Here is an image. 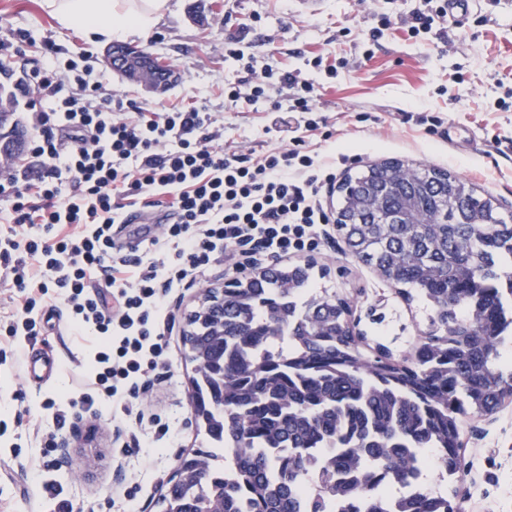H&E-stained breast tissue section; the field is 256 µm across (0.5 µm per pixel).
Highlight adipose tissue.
Segmentation results:
<instances>
[{
  "label": "adipose tissue",
  "instance_id": "obj_1",
  "mask_svg": "<svg viewBox=\"0 0 512 512\" xmlns=\"http://www.w3.org/2000/svg\"><path fill=\"white\" fill-rule=\"evenodd\" d=\"M42 6L62 27L109 43L153 29L169 12L170 0H42Z\"/></svg>",
  "mask_w": 512,
  "mask_h": 512
}]
</instances>
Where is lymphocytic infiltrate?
Here are the masks:
<instances>
[{
  "label": "lymphocytic infiltrate",
  "mask_w": 512,
  "mask_h": 512,
  "mask_svg": "<svg viewBox=\"0 0 512 512\" xmlns=\"http://www.w3.org/2000/svg\"><path fill=\"white\" fill-rule=\"evenodd\" d=\"M446 17L442 0H419L409 32L441 38ZM90 59L86 51L63 66L45 45L41 65L18 82L30 96V162L0 176L5 221L25 231L23 242L0 243V267L23 297L6 335L38 340L52 294L66 303L73 329L99 340L89 388L53 414L59 430L72 407L128 410L139 381L165 355L167 289L199 284L219 254L237 259L240 246L278 257L313 252L319 227L330 221L318 187L335 177L299 138L257 157L224 149V125L203 105L143 109L128 120L93 78ZM272 83L287 90L291 111L306 114L308 131L320 130L314 85L302 70L266 65L249 93L230 86L224 94L255 102ZM132 208L172 216L157 226L144 256L115 240L116 224Z\"/></svg>",
  "instance_id": "lymphocytic-infiltrate-1"
}]
</instances>
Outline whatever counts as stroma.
Here are the masks:
<instances>
[{"label":"stroma","instance_id":"obj_1","mask_svg":"<svg viewBox=\"0 0 512 512\" xmlns=\"http://www.w3.org/2000/svg\"><path fill=\"white\" fill-rule=\"evenodd\" d=\"M194 2L171 0L169 13L149 33L127 39L176 64L177 82L156 96L108 71L102 46L60 26L42 0H0V42L14 41L21 30L29 35L23 57L0 65V83L16 89L22 70L39 62L44 42H54L63 60L87 47L95 72L104 73L105 88L122 101L129 119L142 108L206 104L224 120L227 149L260 153L288 147L298 136L311 155L335 165L337 182L375 162L425 164L467 180L512 210V151L502 149L512 142V107H497L512 87V0H478L465 28L431 40L408 32L418 0H314L311 11L301 0H202V27L189 19ZM384 13L390 26L372 39ZM228 38L237 41V58L224 55ZM332 50L345 59L335 76L309 67V60ZM267 64L279 71L305 69L316 86L326 135L310 134L295 121L277 124V117L288 118L289 101L275 85L258 102H225V86L248 89L252 70ZM421 109L442 114L455 128L453 138L439 139L411 122ZM337 182L322 189V204L331 214ZM312 260L315 286L350 300L367 358H375L379 343L395 358L412 354L428 328L422 302L406 300L356 260L336 224L326 225ZM235 274V267L218 261L201 285L168 294L175 320L166 357L149 373L130 414L76 413L62 431H54L45 400L65 404L88 383L94 339L70 327L49 338L60 368L47 384L25 383L20 367L0 364V512H55L54 501L42 496L45 483L61 487L63 497L85 512H160L158 499L177 458L202 446L191 409L194 370L183 344L185 317L205 289ZM21 410L23 423H14ZM52 432L68 450L46 467L40 442ZM462 441L463 468L447 486L456 492L461 512H512V403L465 421Z\"/></svg>","mask_w":512,"mask_h":512}]
</instances>
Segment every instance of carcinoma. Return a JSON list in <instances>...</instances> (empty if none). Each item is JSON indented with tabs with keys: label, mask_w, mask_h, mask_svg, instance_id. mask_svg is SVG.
Segmentation results:
<instances>
[{
	"label": "carcinoma",
	"mask_w": 512,
	"mask_h": 512,
	"mask_svg": "<svg viewBox=\"0 0 512 512\" xmlns=\"http://www.w3.org/2000/svg\"><path fill=\"white\" fill-rule=\"evenodd\" d=\"M339 192L350 254L430 310L410 365L362 356L346 299L313 287L310 261L224 289V335L184 332L208 371L193 397L210 450L189 456L162 512H459L426 487L428 452L452 482L463 422L512 400V217L455 175L392 161ZM371 194L400 223H373Z\"/></svg>",
	"instance_id": "cac0c4a2"
}]
</instances>
